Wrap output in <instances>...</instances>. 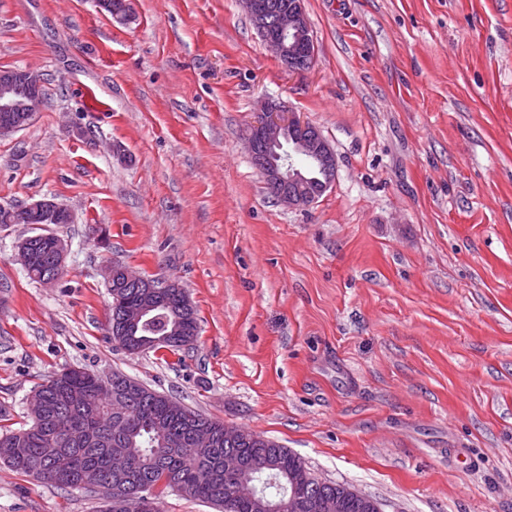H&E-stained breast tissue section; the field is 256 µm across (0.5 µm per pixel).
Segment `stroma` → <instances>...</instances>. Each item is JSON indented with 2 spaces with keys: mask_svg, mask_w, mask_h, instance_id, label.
<instances>
[{
  "mask_svg": "<svg viewBox=\"0 0 512 512\" xmlns=\"http://www.w3.org/2000/svg\"><path fill=\"white\" fill-rule=\"evenodd\" d=\"M0 0V69L46 101L0 138V203L74 220L52 286L0 225V429L54 373L122 372L260 433L382 512H512V0H305L310 69L240 0ZM322 134L332 186L269 197L245 136L262 101ZM178 281L180 354L107 337L105 269ZM0 461V512H99ZM22 208L27 212L25 214H18L10 221V224H56L52 221H46L42 216L50 218V220L58 221L61 218H67L72 221L71 213L61 204L54 201V199L43 198L30 203H22ZM28 212H35L40 215L30 214Z\"/></svg>",
  "mask_w": 512,
  "mask_h": 512,
  "instance_id": "1",
  "label": "stroma"
}]
</instances>
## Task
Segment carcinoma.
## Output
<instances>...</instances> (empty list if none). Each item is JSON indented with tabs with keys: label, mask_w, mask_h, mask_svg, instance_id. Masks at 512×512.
Instances as JSON below:
<instances>
[{
	"label": "carcinoma",
	"mask_w": 512,
	"mask_h": 512,
	"mask_svg": "<svg viewBox=\"0 0 512 512\" xmlns=\"http://www.w3.org/2000/svg\"><path fill=\"white\" fill-rule=\"evenodd\" d=\"M12 97L18 108L14 116L26 113L24 106L44 103L43 83L13 84ZM324 160L305 165L306 184L291 183L297 190L303 186L316 193L325 182ZM57 240L54 235L36 232L24 239L29 253L28 276L43 282L48 276L47 258ZM112 303L108 326L120 316L119 304L136 305L143 301L141 289L125 288L113 278L107 282ZM197 310L186 290L167 288L162 301L150 310L134 329L124 332L131 341H147L149 349H165L172 354L183 350L189 338L199 336ZM46 397L47 411L32 420L27 428L7 430L0 435V448H13L24 439L21 450L10 457L8 464L15 471L32 476L34 469L63 470L69 478L54 481L65 488H80L79 475L96 470L107 478L112 471L113 448H128L139 457V467L129 477L138 489L137 501L105 498V512H160L161 497L170 489L211 503L223 512H261L259 497L274 489L285 496L291 488L289 478L299 481V490L322 501L342 498L341 512H369L344 496L346 485L323 483L305 462L277 442L243 429L234 442L218 440L212 448H202L193 457L185 456L175 447L197 425L221 427V423L187 407L173 410L168 397L160 392L147 396H129L118 388L116 406H101L97 402V379L92 370L55 374L38 385ZM81 398L76 400L73 393ZM232 448L246 463L238 473L224 472V451Z\"/></svg>",
	"instance_id": "cac0c4a2"
}]
</instances>
